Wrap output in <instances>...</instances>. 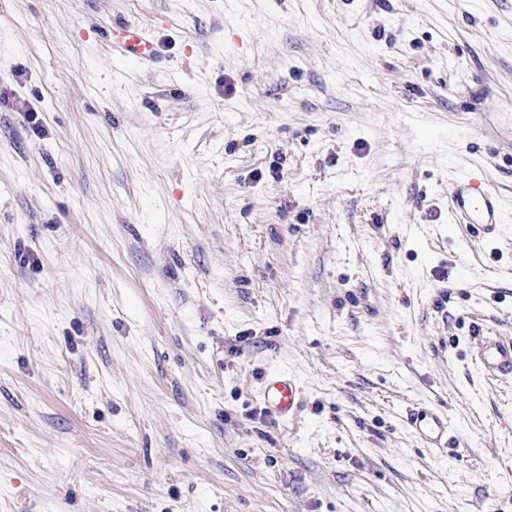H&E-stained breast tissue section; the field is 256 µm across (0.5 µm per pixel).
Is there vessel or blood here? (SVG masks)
Returning a JSON list of instances; mask_svg holds the SVG:
<instances>
[{"mask_svg": "<svg viewBox=\"0 0 512 512\" xmlns=\"http://www.w3.org/2000/svg\"><path fill=\"white\" fill-rule=\"evenodd\" d=\"M112 47L126 63H144L154 56L148 33L132 23L117 24L112 31ZM501 203L495 189L478 182L471 176L457 179L452 190L451 217L466 220L468 224L483 227L493 233L500 223ZM474 357L480 369L488 376H512V338L504 336H480L474 345ZM293 382L281 376L267 378L264 404L270 414L286 416L295 400ZM410 424L417 435L429 444L441 446L448 432L445 418L433 412H417L411 415Z\"/></svg>", "mask_w": 512, "mask_h": 512, "instance_id": "b4317fda", "label": "vessel or blood"}]
</instances>
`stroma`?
I'll return each mask as SVG.
<instances>
[{
    "mask_svg": "<svg viewBox=\"0 0 512 512\" xmlns=\"http://www.w3.org/2000/svg\"><path fill=\"white\" fill-rule=\"evenodd\" d=\"M477 329L512 337V0H0V512H512ZM112 48L125 63L142 64L154 57L148 33L132 23H119L112 31ZM469 175L457 179L452 190V223L479 225L486 233L498 230L501 203L495 189ZM264 404L266 410L276 416H286L291 411L295 400L293 382L281 376L271 375L265 382ZM410 425L417 435L437 447L442 446V440L448 432V423L445 418L433 412L413 413L410 417Z\"/></svg>",
    "mask_w": 512,
    "mask_h": 512,
    "instance_id": "1",
    "label": "stroma"
}]
</instances>
